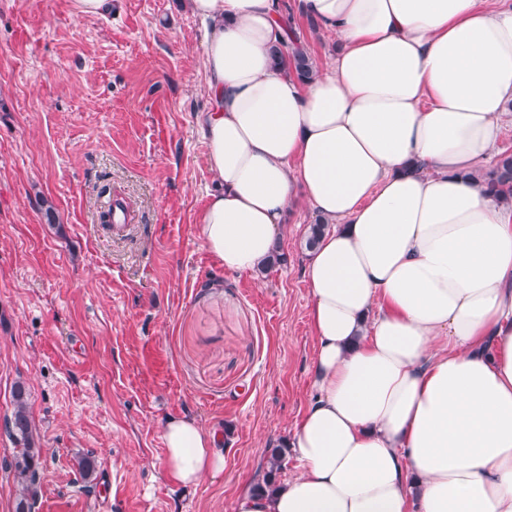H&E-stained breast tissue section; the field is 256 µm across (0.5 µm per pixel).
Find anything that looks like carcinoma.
<instances>
[{
	"instance_id": "obj_1",
	"label": "carcinoma",
	"mask_w": 512,
	"mask_h": 512,
	"mask_svg": "<svg viewBox=\"0 0 512 512\" xmlns=\"http://www.w3.org/2000/svg\"><path fill=\"white\" fill-rule=\"evenodd\" d=\"M272 55L278 63L289 60V70L302 81L311 80L317 72L315 61L300 46L288 47L282 42L272 48ZM479 185L484 192L495 196L505 204L512 203V153H501L494 165L480 172L477 177ZM9 435L19 446L9 467L14 472L17 484L15 512H34L40 487V455L42 449L37 446L32 430L29 410V395L22 384L13 390V411L8 417ZM284 461V451L281 448L273 449L269 457V470L263 482L256 485V489L264 490L274 486L275 473L281 469Z\"/></svg>"
}]
</instances>
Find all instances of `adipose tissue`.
<instances>
[{
    "mask_svg": "<svg viewBox=\"0 0 512 512\" xmlns=\"http://www.w3.org/2000/svg\"><path fill=\"white\" fill-rule=\"evenodd\" d=\"M298 3L341 43L308 82L272 61L277 0H188L208 250L260 270L298 187L328 224L304 269L314 395L283 442L298 472L235 512H512V206L474 179L512 120V8ZM162 438L172 483L223 476L217 428Z\"/></svg>",
    "mask_w": 512,
    "mask_h": 512,
    "instance_id": "1",
    "label": "adipose tissue"
}]
</instances>
